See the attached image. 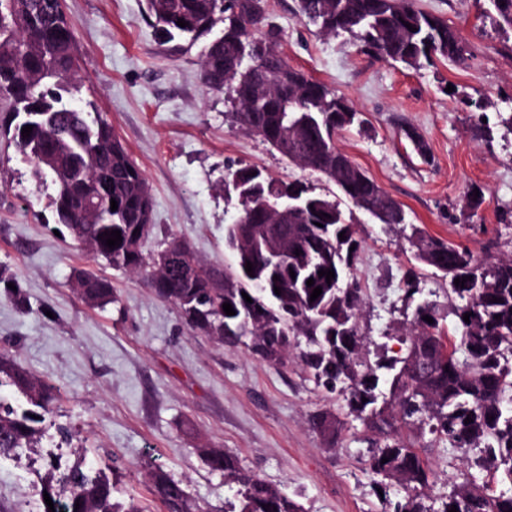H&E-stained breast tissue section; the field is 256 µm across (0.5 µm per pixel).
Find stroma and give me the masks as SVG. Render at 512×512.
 <instances>
[{
  "label": "stroma",
  "mask_w": 512,
  "mask_h": 512,
  "mask_svg": "<svg viewBox=\"0 0 512 512\" xmlns=\"http://www.w3.org/2000/svg\"><path fill=\"white\" fill-rule=\"evenodd\" d=\"M288 63L346 97L364 123L342 130L337 145L403 208L387 226L343 203L361 248L356 277L365 296L358 315L371 360L390 356L417 305L448 302V282L418 263L412 227L467 245L475 254L512 253V32L487 14V0H418L424 11L459 30L464 63L437 60L414 70L362 51L346 34L323 36L295 14V0H269ZM144 0H64L77 45L82 101L111 123L144 172L153 198L145 252L187 242L202 259L232 261L225 227L237 208L222 184L255 166L273 177L325 188L320 176L283 160L228 116L224 94L200 77L203 43L158 41ZM493 140H485L481 125ZM413 127L432 155L424 161L402 132ZM484 202L471 212V190ZM50 189L0 135V270L15 277L27 312L0 294V354L13 356L60 391L40 449L62 431L89 440L86 465L112 479L118 498L162 512L145 473L163 466L202 506L224 508L235 486L211 471L197 449L215 445L241 467L298 494L305 512H384L398 486L380 497L368 473L375 434L348 420L335 449L311 428V415L341 404L309 380L298 361L273 366L241 345L221 346L190 329L177 307L157 298L142 277L94 258L68 235H55ZM87 269L111 281L116 302L85 306L69 281ZM420 291L408 295L406 278ZM435 472L432 506L461 475L494 482L477 466L478 450L458 448L430 432L412 433ZM42 470L0 459V512H42Z\"/></svg>",
  "instance_id": "stroma-1"
}]
</instances>
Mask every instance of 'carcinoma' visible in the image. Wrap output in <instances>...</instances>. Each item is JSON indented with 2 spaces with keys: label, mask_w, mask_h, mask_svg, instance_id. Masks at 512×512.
I'll return each instance as SVG.
<instances>
[{
  "label": "carcinoma",
  "mask_w": 512,
  "mask_h": 512,
  "mask_svg": "<svg viewBox=\"0 0 512 512\" xmlns=\"http://www.w3.org/2000/svg\"><path fill=\"white\" fill-rule=\"evenodd\" d=\"M487 2L496 25L512 31V0ZM295 12L324 35L348 33L365 50L415 69L431 67L441 57L465 59L458 30L418 8L416 0H296ZM144 13L165 42L193 44L220 28L202 55L205 87L225 91L235 111L245 112L262 131L260 139L288 162L314 172L336 170V179L327 180L336 190L318 192L254 166L242 167L225 184L237 199L235 218L241 220L227 226L226 237L288 241L278 269L268 267L258 249L242 256L266 288H253L236 272L200 260L189 277L179 271L156 275L146 257L129 258L125 244L106 245V232L119 230L125 241L134 225L152 223L153 199L143 171L112 124L81 105L76 40L63 0H0V98L9 101L5 133L33 166L39 184L53 188L56 223L112 268L145 277L158 298L175 304L186 324L213 342L242 344L274 365L286 364L291 345L300 347L308 377L345 401L338 412H315L311 426L330 448L348 417L378 433L369 472L384 494L391 484L402 488L393 512H431L423 491L431 486L433 472L415 444L402 436V429L426 422L458 447L480 449L481 463L498 474L500 484L512 487V408L505 405L512 400V255L480 259L466 246L411 226L407 241L415 259L448 280L456 336L451 340L445 333L440 305L425 301L415 310L410 335L395 337L400 353L374 364L365 361V339L357 323L364 298L354 277L360 242L340 198L356 208L380 205L391 224L405 223V212L398 202L387 201L380 185L336 144L338 132L361 124L357 110L283 56L262 52L260 43L276 42L279 31L268 0H145ZM180 19L188 25L178 26ZM408 23L417 31H410ZM27 125L33 129L25 137L21 131ZM404 134L417 154L430 160L416 130L408 127ZM281 192L299 197L300 208L288 223L271 224L257 209V198ZM289 269L295 277L286 275ZM327 269L335 274L329 282L318 276ZM76 277L75 292L87 306L100 308L116 300L109 280L87 270L76 271ZM462 277L467 281L461 288L454 280ZM221 278L224 287H209ZM310 278L311 287L306 284ZM316 287L322 293L312 301ZM245 294L252 302L244 300ZM225 303L234 315L225 314ZM382 380L390 384L392 400L380 405L376 390ZM4 386L14 401L0 397V457L42 439L46 415L58 396L45 380L1 354ZM468 417L472 422L466 424ZM198 454L212 471L236 484L229 512H305L296 494L243 470L227 449L207 445ZM384 458L388 462L383 464ZM49 470L45 491L54 510L45 505L43 512H142L134 498H116L111 480L99 469L76 463ZM147 480L164 512H204L183 481L163 467L150 468ZM453 505L457 512H512V492L497 493L465 475L442 501L440 512Z\"/></svg>",
  "instance_id": "cac0c4a2"
}]
</instances>
